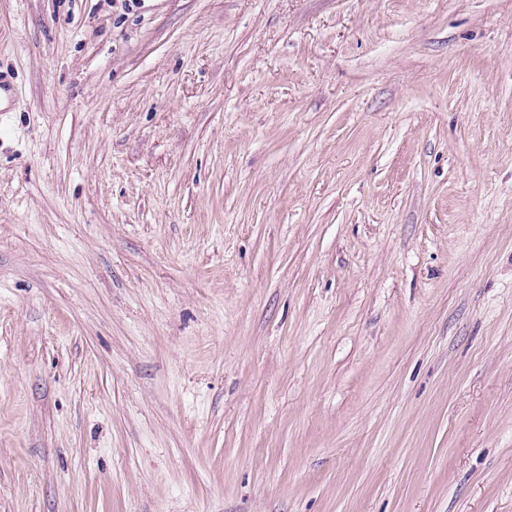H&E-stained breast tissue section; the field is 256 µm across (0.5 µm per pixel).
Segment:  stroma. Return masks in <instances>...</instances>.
I'll list each match as a JSON object with an SVG mask.
<instances>
[{"label": "stroma", "mask_w": 512, "mask_h": 512, "mask_svg": "<svg viewBox=\"0 0 512 512\" xmlns=\"http://www.w3.org/2000/svg\"><path fill=\"white\" fill-rule=\"evenodd\" d=\"M0 512H512V0H0Z\"/></svg>", "instance_id": "obj_1"}]
</instances>
